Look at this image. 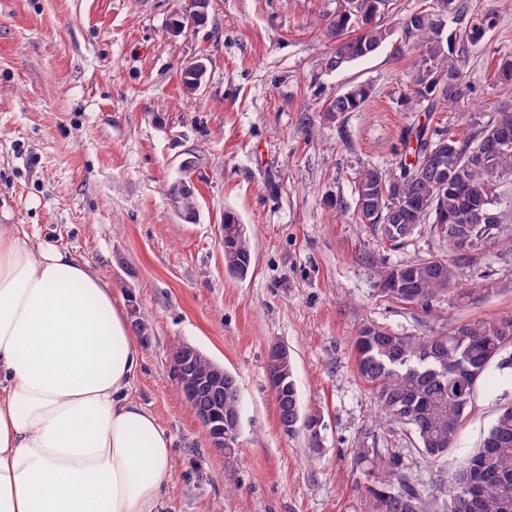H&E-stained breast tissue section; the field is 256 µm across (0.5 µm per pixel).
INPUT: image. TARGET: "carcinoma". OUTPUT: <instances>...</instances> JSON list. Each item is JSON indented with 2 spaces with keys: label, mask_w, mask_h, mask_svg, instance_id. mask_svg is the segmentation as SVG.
I'll return each instance as SVG.
<instances>
[{
  "label": "carcinoma",
  "mask_w": 512,
  "mask_h": 512,
  "mask_svg": "<svg viewBox=\"0 0 512 512\" xmlns=\"http://www.w3.org/2000/svg\"><path fill=\"white\" fill-rule=\"evenodd\" d=\"M386 0H340L336 13L325 24L324 35L333 44L330 67L341 69L374 55L393 36L385 23ZM211 0H192V6L176 13L170 26L185 31L202 25ZM457 12L455 0H432L416 10L402 25L403 42L418 52L409 80V92L400 99L406 112L422 108L435 112L456 103L471 91L462 65L469 49L482 42L497 18L496 11L467 20L457 31L444 35L448 14ZM204 74L196 68L181 73L186 93L201 88ZM495 79L512 84V53L500 56ZM371 95L366 83L326 101V117L335 121L347 112H357ZM406 153L391 172L367 168L355 180L356 214L373 219L370 228L382 242L398 246L412 237L422 224L443 232L448 224H462L470 234L468 250L479 249L494 238L499 224H468L467 211L479 204L497 209V187L512 180V104L505 103L483 123L462 136H434L425 127H411L403 134ZM448 163V192H440L437 168ZM177 197V211L184 219L196 215V187L181 180L170 188ZM224 269L234 278L247 276L252 265V245L239 219L224 212ZM403 289L385 286L390 268L380 271L383 296L397 303L430 309V303L450 290L455 266L446 259L420 258L403 265ZM512 318L495 323L469 322L447 334L416 336L395 334L382 327L358 333L354 340L358 376L375 392L379 422L399 425L409 432L415 450L430 460L441 458L454 443L475 389L491 364L512 369ZM288 375V395H276L278 419L283 430L294 433L321 417L304 413L293 376V366L283 367ZM224 399L241 406L236 377L224 372ZM372 454L381 470L379 485L372 489L373 512H430L439 500L457 504L456 512H512V404L499 410L483 441L452 485L436 483L428 491L406 474L397 455L384 457L367 448L361 458Z\"/></svg>",
  "instance_id": "cac0c4a2"
}]
</instances>
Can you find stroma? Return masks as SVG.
<instances>
[{
	"instance_id": "obj_1",
	"label": "stroma",
	"mask_w": 512,
	"mask_h": 512,
	"mask_svg": "<svg viewBox=\"0 0 512 512\" xmlns=\"http://www.w3.org/2000/svg\"><path fill=\"white\" fill-rule=\"evenodd\" d=\"M186 0H0V210L33 245L87 261L122 304L136 302L148 337L131 392L170 434V497L162 512H372L379 473L363 448L404 458L427 489L454 481L499 409L512 370L490 366L448 453L419 455L404 429L375 422L377 404L355 369L354 338L373 324L433 336L465 322L512 317V183L497 206L502 231L459 254L421 225L383 246L355 221L359 169L394 170L412 123L466 131L490 104L512 100L494 78L512 52V5L457 0L463 15L496 10L466 72L475 104L405 112L415 55L400 37L334 70L323 22L337 0H212L205 25L174 37ZM205 57L197 95L181 69ZM372 96L328 121L324 102L351 82ZM194 158L197 217L182 219L170 187ZM240 217L253 245L241 280L224 272L219 224ZM441 258L470 300L445 293L430 310L386 300L380 263ZM196 346L238 380L233 454L214 451L178 394L170 352ZM287 347L303 412L323 417L322 450L286 434L268 387L267 352Z\"/></svg>"
}]
</instances>
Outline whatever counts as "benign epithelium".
<instances>
[{
  "instance_id": "1",
  "label": "benign epithelium",
  "mask_w": 512,
  "mask_h": 512,
  "mask_svg": "<svg viewBox=\"0 0 512 512\" xmlns=\"http://www.w3.org/2000/svg\"><path fill=\"white\" fill-rule=\"evenodd\" d=\"M200 355L197 347L181 344L180 363L174 376L179 391L208 432L211 447L222 452L233 447L238 436L240 413L237 409L224 408V367L213 362L200 372L197 369Z\"/></svg>"
}]
</instances>
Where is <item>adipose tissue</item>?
Returning <instances> with one entry per match:
<instances>
[{"instance_id":"ef3b65f1","label":"adipose tissue","mask_w":512,"mask_h":512,"mask_svg":"<svg viewBox=\"0 0 512 512\" xmlns=\"http://www.w3.org/2000/svg\"><path fill=\"white\" fill-rule=\"evenodd\" d=\"M141 357L89 263L0 224V512H160L172 439L130 393Z\"/></svg>"}]
</instances>
